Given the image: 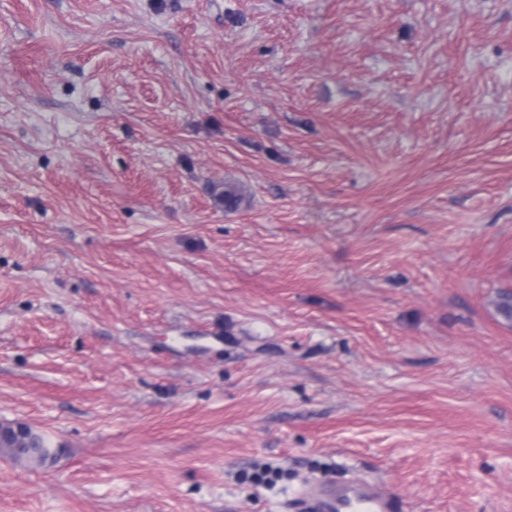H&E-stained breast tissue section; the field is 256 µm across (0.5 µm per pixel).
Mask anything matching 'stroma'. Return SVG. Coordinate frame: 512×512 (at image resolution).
I'll return each instance as SVG.
<instances>
[{
  "mask_svg": "<svg viewBox=\"0 0 512 512\" xmlns=\"http://www.w3.org/2000/svg\"><path fill=\"white\" fill-rule=\"evenodd\" d=\"M505 290L512 0H0V512H512ZM0 428V451L5 455L33 467H46L56 461L58 449L47 447L42 438L33 433L31 429L29 431L40 441V447L20 446L18 438L10 426H1ZM305 497L297 504L300 512H399L396 497L356 481L338 488L327 483L310 489Z\"/></svg>",
  "mask_w": 512,
  "mask_h": 512,
  "instance_id": "stroma-1",
  "label": "stroma"
}]
</instances>
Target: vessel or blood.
<instances>
[{
    "label": "vessel or blood",
    "instance_id": "1",
    "mask_svg": "<svg viewBox=\"0 0 512 512\" xmlns=\"http://www.w3.org/2000/svg\"><path fill=\"white\" fill-rule=\"evenodd\" d=\"M297 508L299 512H399V503L393 495L354 481L310 489Z\"/></svg>",
    "mask_w": 512,
    "mask_h": 512
}]
</instances>
